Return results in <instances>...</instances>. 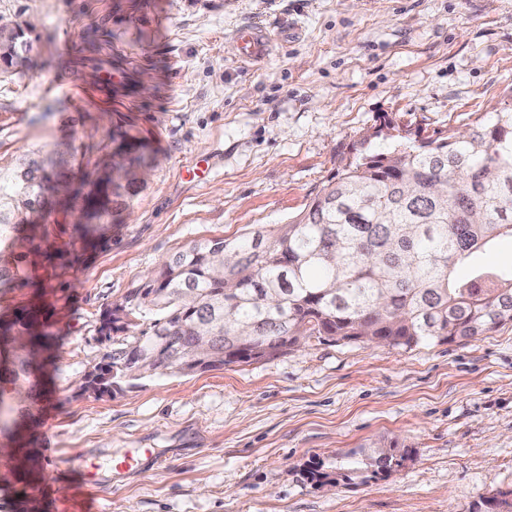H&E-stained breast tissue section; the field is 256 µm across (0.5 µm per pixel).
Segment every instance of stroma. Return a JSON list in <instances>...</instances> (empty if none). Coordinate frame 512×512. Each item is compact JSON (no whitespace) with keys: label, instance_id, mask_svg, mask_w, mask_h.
<instances>
[{"label":"stroma","instance_id":"35a3bbf8","mask_svg":"<svg viewBox=\"0 0 512 512\" xmlns=\"http://www.w3.org/2000/svg\"><path fill=\"white\" fill-rule=\"evenodd\" d=\"M30 66L0 70V167L36 154L71 187L104 155L151 159L88 236L51 196L0 323L51 339L41 402L0 432V512H474L512 490V323L409 349L312 343L251 363L80 393L104 314L203 239L300 213L383 118L456 128L512 105V0H0ZM258 27L269 54L238 59ZM204 160L207 182L183 169ZM399 465L341 477L359 449ZM156 458L114 480L111 459ZM66 458L97 459L96 491ZM333 474L312 478L315 467Z\"/></svg>","mask_w":512,"mask_h":512}]
</instances>
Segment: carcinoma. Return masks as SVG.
<instances>
[{
  "mask_svg": "<svg viewBox=\"0 0 512 512\" xmlns=\"http://www.w3.org/2000/svg\"><path fill=\"white\" fill-rule=\"evenodd\" d=\"M30 49L25 30L13 31L0 66L22 69ZM51 181L49 165L27 156L0 169V284L20 273L16 240ZM91 185L90 218L112 215L137 194L128 172L123 183ZM502 236L512 237V107L431 133L385 118L290 222L241 241L195 242L163 261L103 316L98 333L112 349L97 368L113 385L133 386L198 372L190 354L201 340L217 357L214 368L233 363L245 336L262 337L274 357L312 338L410 349L481 336L512 323V270L476 265ZM463 263L471 271L459 278ZM41 337L32 321L0 333V350L15 357L0 368V420L13 410L7 385L29 372ZM393 459L375 448L351 453L347 465L377 475Z\"/></svg>",
  "mask_w": 512,
  "mask_h": 512,
  "instance_id": "obj_1",
  "label": "carcinoma"
}]
</instances>
